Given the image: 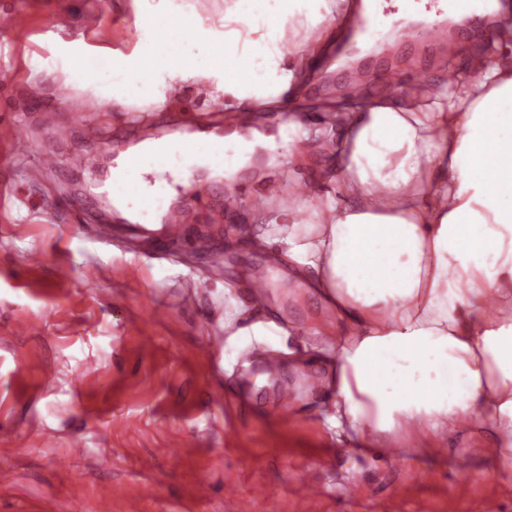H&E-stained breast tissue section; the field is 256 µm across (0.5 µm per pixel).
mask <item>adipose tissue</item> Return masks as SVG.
Here are the masks:
<instances>
[{"label": "adipose tissue", "mask_w": 512, "mask_h": 512, "mask_svg": "<svg viewBox=\"0 0 512 512\" xmlns=\"http://www.w3.org/2000/svg\"><path fill=\"white\" fill-rule=\"evenodd\" d=\"M236 0L207 44L222 56L224 109L277 105L295 64L320 47L339 0ZM305 35L286 44L289 31ZM458 95L418 82L404 103L336 114V193L293 196L278 230L326 305L304 350L331 357L334 426L425 441L462 425L492 431L512 478V30ZM194 65L167 50L112 58V104Z\"/></svg>", "instance_id": "adipose-tissue-1"}]
</instances>
